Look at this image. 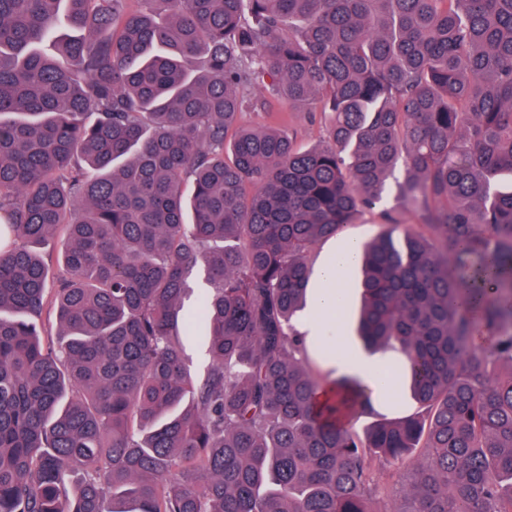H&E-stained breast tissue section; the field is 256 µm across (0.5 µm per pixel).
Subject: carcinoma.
Listing matches in <instances>:
<instances>
[{"label": "carcinoma", "mask_w": 512, "mask_h": 512, "mask_svg": "<svg viewBox=\"0 0 512 512\" xmlns=\"http://www.w3.org/2000/svg\"><path fill=\"white\" fill-rule=\"evenodd\" d=\"M147 2L0 0V512H372L381 460L395 512H512V0ZM272 99L324 143L238 126ZM401 160L421 223L345 273L389 417L295 318ZM272 111L280 122L295 132L297 144L302 148H311L323 140L329 114L322 113L319 106L310 109V112H299L288 104L274 102ZM374 480L381 488L379 497L374 502V507L389 512L400 506L401 497L399 483L405 474V467L400 462L392 461L386 464L374 463L372 467Z\"/></svg>", "instance_id": "cac0c4a2"}]
</instances>
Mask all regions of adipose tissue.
I'll use <instances>...</instances> for the list:
<instances>
[{"label":"adipose tissue","instance_id":"adipose-tissue-1","mask_svg":"<svg viewBox=\"0 0 512 512\" xmlns=\"http://www.w3.org/2000/svg\"><path fill=\"white\" fill-rule=\"evenodd\" d=\"M356 252V241H343L338 250L322 266L321 287L316 296L315 314L312 319L304 322L303 329L308 337L326 340L334 347L335 355L330 360V366L335 377H355L379 396L389 392L388 380L375 375L369 369L347 363L342 346L343 336L336 321L337 296L343 286L341 271L354 262Z\"/></svg>","mask_w":512,"mask_h":512}]
</instances>
